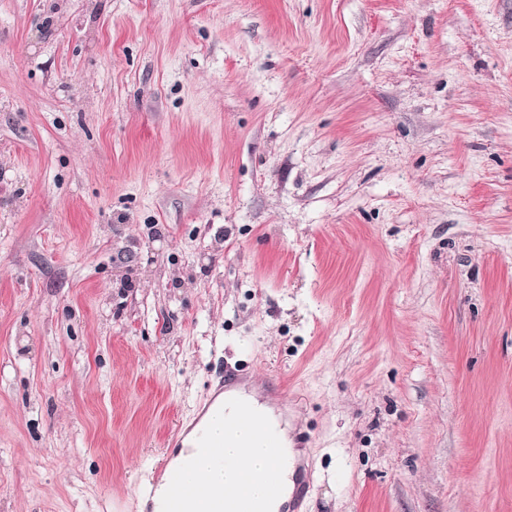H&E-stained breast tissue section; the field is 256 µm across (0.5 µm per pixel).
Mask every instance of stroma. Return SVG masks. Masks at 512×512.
<instances>
[{
	"label": "stroma",
	"instance_id": "obj_1",
	"mask_svg": "<svg viewBox=\"0 0 512 512\" xmlns=\"http://www.w3.org/2000/svg\"><path fill=\"white\" fill-rule=\"evenodd\" d=\"M243 365L305 512H512V0H0V512Z\"/></svg>",
	"mask_w": 512,
	"mask_h": 512
}]
</instances>
